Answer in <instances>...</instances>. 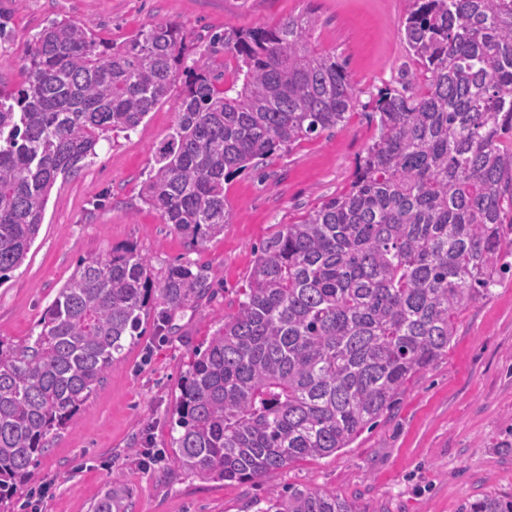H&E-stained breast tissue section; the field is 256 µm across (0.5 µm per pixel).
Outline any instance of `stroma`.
Here are the masks:
<instances>
[{
	"label": "stroma",
	"mask_w": 512,
	"mask_h": 512,
	"mask_svg": "<svg viewBox=\"0 0 512 512\" xmlns=\"http://www.w3.org/2000/svg\"><path fill=\"white\" fill-rule=\"evenodd\" d=\"M404 8V0H0L10 27L0 39V80L11 86L49 19L89 22L98 37L117 41L174 22L192 64L205 57L210 33L309 11L318 46L335 51L361 92L335 129L230 177L224 194L232 222L198 245L141 199L155 151L174 125L175 101L158 105L129 136L100 142L78 174L57 179L23 264L0 283V338L37 335L80 260L129 246L148 258L154 281L190 262L206 267L215 285L208 298L151 313L123 359L51 435L37 463L48 493L14 512H92L114 477L127 512H254L256 500L291 487L357 500L363 512H469L483 495L512 496V274L463 313L448 354L412 377L394 408L336 454L243 484L185 475L169 458L145 468L134 455L146 445L169 449L182 375L236 309L254 246L348 188L377 135L375 98L411 64L397 28Z\"/></svg>",
	"instance_id": "1"
}]
</instances>
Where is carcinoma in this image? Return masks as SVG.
Returning <instances> with one entry per match:
<instances>
[{"label":"carcinoma","instance_id":"1","mask_svg":"<svg viewBox=\"0 0 512 512\" xmlns=\"http://www.w3.org/2000/svg\"><path fill=\"white\" fill-rule=\"evenodd\" d=\"M414 68L382 90L379 134L349 188L257 247L243 299L188 364L172 456L186 474L257 482L347 448L448 353L460 314L512 268V0H405ZM314 23L213 33L231 74L185 65L181 27L118 43L72 20L38 32L23 79L0 83V281L25 260L58 177L176 97L143 188L163 223L203 242L230 223L224 182L342 123L358 89ZM211 288L203 268L155 284L132 247L80 261L21 343L0 340V512L160 304ZM94 512H124L109 488ZM257 512H360L310 488ZM470 512H512L487 496Z\"/></svg>","mask_w":512,"mask_h":512}]
</instances>
